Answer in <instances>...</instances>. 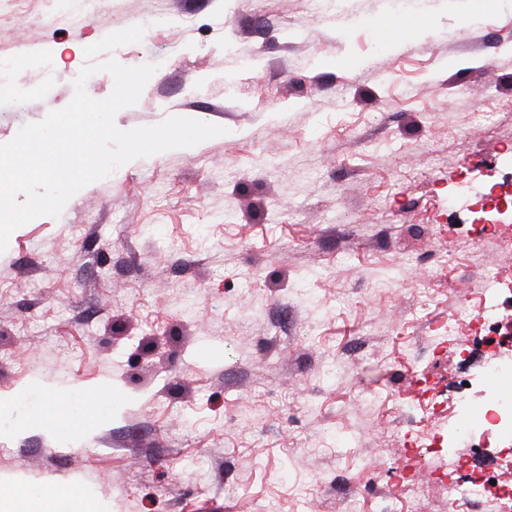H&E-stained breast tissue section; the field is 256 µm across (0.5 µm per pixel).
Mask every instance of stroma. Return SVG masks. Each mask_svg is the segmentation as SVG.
Returning <instances> with one entry per match:
<instances>
[{"label":"stroma","mask_w":512,"mask_h":512,"mask_svg":"<svg viewBox=\"0 0 512 512\" xmlns=\"http://www.w3.org/2000/svg\"><path fill=\"white\" fill-rule=\"evenodd\" d=\"M421 13L396 48L363 25ZM125 66L156 64L120 129L224 127L136 159L0 253V483L70 487L94 512H455L425 395L483 398L512 350V291L489 336L436 343L430 322L512 266L476 189L512 146V0H105L81 28L47 0H0V143L64 108L85 47L132 25ZM356 69L337 67L343 57ZM51 61L44 71L43 61ZM58 403L94 425L60 430ZM467 470L512 473V444ZM425 486L406 500L397 478Z\"/></svg>","instance_id":"35a3bbf8"}]
</instances>
